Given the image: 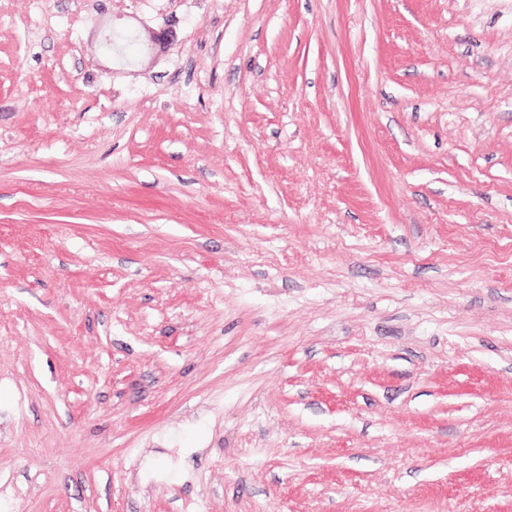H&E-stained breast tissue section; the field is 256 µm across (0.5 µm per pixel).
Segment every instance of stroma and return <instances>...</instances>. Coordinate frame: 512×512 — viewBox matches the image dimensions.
<instances>
[{
	"mask_svg": "<svg viewBox=\"0 0 512 512\" xmlns=\"http://www.w3.org/2000/svg\"><path fill=\"white\" fill-rule=\"evenodd\" d=\"M0 512H512V0H0Z\"/></svg>",
	"mask_w": 512,
	"mask_h": 512,
	"instance_id": "35a3bbf8",
	"label": "stroma"
}]
</instances>
